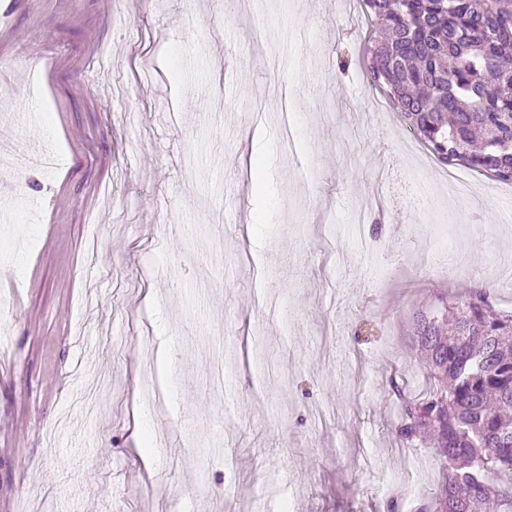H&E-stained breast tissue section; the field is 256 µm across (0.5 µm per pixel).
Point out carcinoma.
Instances as JSON below:
<instances>
[{
    "label": "carcinoma",
    "mask_w": 512,
    "mask_h": 512,
    "mask_svg": "<svg viewBox=\"0 0 512 512\" xmlns=\"http://www.w3.org/2000/svg\"><path fill=\"white\" fill-rule=\"evenodd\" d=\"M367 73L446 166L512 181V0H364ZM426 390L399 402V440L429 448L441 480L413 512H512V314L482 294L417 318Z\"/></svg>",
    "instance_id": "cac0c4a2"
}]
</instances>
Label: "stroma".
<instances>
[{"label":"stroma","mask_w":512,"mask_h":512,"mask_svg":"<svg viewBox=\"0 0 512 512\" xmlns=\"http://www.w3.org/2000/svg\"><path fill=\"white\" fill-rule=\"evenodd\" d=\"M362 0H0V512H403L439 297L512 312L482 206L359 63Z\"/></svg>","instance_id":"35a3bbf8"}]
</instances>
